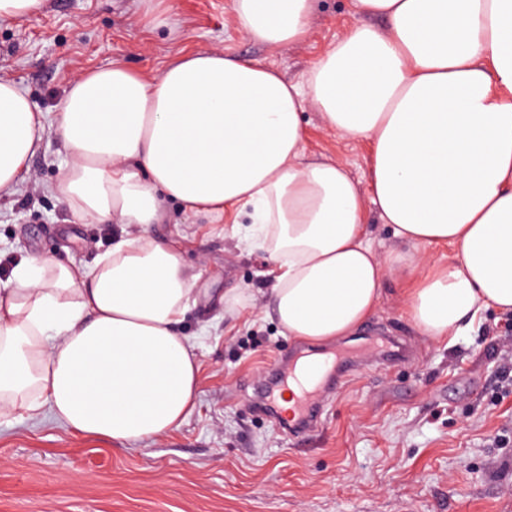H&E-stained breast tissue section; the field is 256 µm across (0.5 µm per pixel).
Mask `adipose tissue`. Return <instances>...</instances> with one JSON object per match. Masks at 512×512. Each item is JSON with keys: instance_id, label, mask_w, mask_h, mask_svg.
I'll return each instance as SVG.
<instances>
[{"instance_id": "obj_1", "label": "adipose tissue", "mask_w": 512, "mask_h": 512, "mask_svg": "<svg viewBox=\"0 0 512 512\" xmlns=\"http://www.w3.org/2000/svg\"><path fill=\"white\" fill-rule=\"evenodd\" d=\"M352 2L358 23L298 83L203 50L156 78L120 63L81 74L48 118L0 78V197L51 131L65 153L53 193L76 221L116 227L93 266L27 259L0 287V418L46 407L81 436L136 444L194 412L198 348L178 327L202 291L181 249L150 232L166 201L214 222L248 215L239 241L274 265L263 310L305 343L352 334L391 277L431 338L490 308L512 314V0ZM233 11L248 39L281 48L309 37L314 0ZM308 107L369 143L368 192L342 162L308 155ZM371 206L454 259L419 273L409 255L378 256Z\"/></svg>"}]
</instances>
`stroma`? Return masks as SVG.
<instances>
[{"label": "stroma", "mask_w": 512, "mask_h": 512, "mask_svg": "<svg viewBox=\"0 0 512 512\" xmlns=\"http://www.w3.org/2000/svg\"><path fill=\"white\" fill-rule=\"evenodd\" d=\"M45 0L0 24V77L52 114L70 81L119 62L157 74L171 58L216 49L302 80L336 36L357 22L352 0H315L311 36L275 49L245 38L232 0ZM307 150L341 160L366 182L367 145L327 132L305 109ZM62 142L46 134L29 177L0 198V282L22 260L93 265L112 243L108 224H81L49 187ZM153 234L177 243L210 298L179 326L200 344L196 408L171 433L143 444L73 434L42 409L0 418V512H512V318L489 310L454 342L421 335L402 283L387 279L371 318L316 347L281 334L261 308L267 255L219 224L164 207ZM239 288L251 306L230 315L219 298ZM401 337L409 359L370 356L377 336ZM334 353L352 370L306 437L277 430L252 408L265 373L293 355Z\"/></svg>", "instance_id": "35a3bbf8"}]
</instances>
